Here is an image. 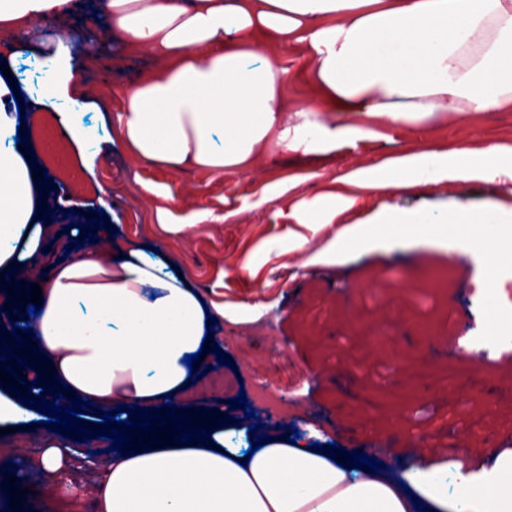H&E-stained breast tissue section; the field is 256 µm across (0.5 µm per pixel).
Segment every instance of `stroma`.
Instances as JSON below:
<instances>
[{"mask_svg": "<svg viewBox=\"0 0 512 512\" xmlns=\"http://www.w3.org/2000/svg\"><path fill=\"white\" fill-rule=\"evenodd\" d=\"M57 43L33 35L22 55L6 59L9 95L17 96L29 120L62 112L40 97V72ZM76 94L88 105L86 124L98 135L88 152L72 150L79 165L92 167L81 190L58 189L71 199L69 219L54 216L57 234L49 256L61 258L71 242L66 223L92 218L107 205L122 238L163 250L187 282L224 303L225 335L241 325L268 323V332L231 344L226 355L235 387L252 391L253 375L241 373L253 361L255 373L274 391L297 401V417L280 425L262 415L254 420L265 432H298L383 462L394 476L416 463L409 438L426 436L425 461L454 476L490 465L512 450V373L487 372L475 378L464 358L473 337L495 331V305L475 285L482 271L418 247H349L336 261L309 262L339 226L365 218L380 198L361 195L358 206L332 224L309 234L304 250L288 249L297 232L288 214L304 200L335 188L349 169L375 165L417 149L409 132L384 130L382 136L335 157L270 148L250 170L210 174L190 167H165L142 160L114 141L113 115L122 104L120 87L160 67L150 51L126 45L120 36L97 54L70 48ZM427 148L478 150L490 143L512 146V109L443 117L428 129ZM178 198L170 206L164 190ZM480 208L498 201L512 209V184L442 183L397 193L389 201L403 211L438 215L455 201ZM188 233L164 232L159 216Z\"/></svg>", "mask_w": 512, "mask_h": 512, "instance_id": "obj_1", "label": "stroma"}]
</instances>
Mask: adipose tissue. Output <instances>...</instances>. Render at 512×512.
<instances>
[{"instance_id":"obj_1","label":"adipose tissue","mask_w":512,"mask_h":512,"mask_svg":"<svg viewBox=\"0 0 512 512\" xmlns=\"http://www.w3.org/2000/svg\"><path fill=\"white\" fill-rule=\"evenodd\" d=\"M125 40L153 50L161 68L120 92L114 122L125 149L161 166L234 174L257 163L270 145L330 156L378 136L380 121L423 130L438 115L512 109V0H108ZM72 0H0V23L16 28L32 15L62 16ZM293 43L300 76L313 87L311 106L288 107L291 73L262 51L263 41ZM48 97L65 101L72 140L90 142L72 89L69 57L49 61ZM291 120H284V112ZM357 123L331 122L335 112ZM17 118L0 112V285L8 267L31 265L52 226L36 171L15 146ZM223 143H216V134ZM512 183V146L475 153L408 151L344 175L371 196L444 181ZM356 197L323 193L311 208L294 209L296 224H331ZM498 222V270H512V212L496 201L475 210L461 204L441 219L390 205L354 225L339 227L329 245L378 242L478 253L473 230ZM40 314L28 326L31 361L50 366L46 382L65 399L82 398L105 410L150 408L149 427L126 441L123 454L89 467L103 476L92 512H512V451L490 467L461 474L447 492L432 468L415 466L402 478L352 466L332 456L271 438L252 457L232 445L215 411L188 405L185 363L205 342L223 347L212 320L223 302L192 288L162 256L133 243H98L71 262L52 264L42 282ZM208 432L200 440L196 431Z\"/></svg>"}]
</instances>
